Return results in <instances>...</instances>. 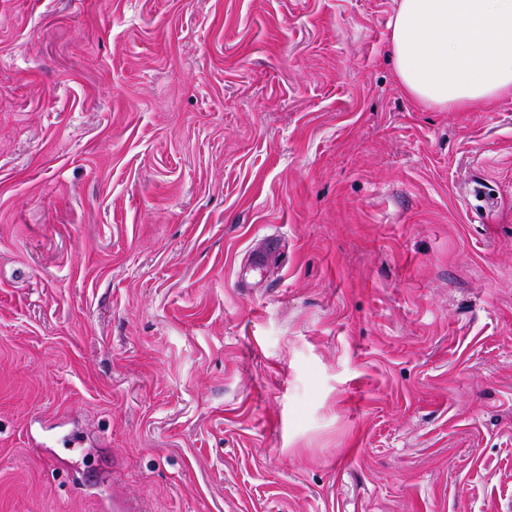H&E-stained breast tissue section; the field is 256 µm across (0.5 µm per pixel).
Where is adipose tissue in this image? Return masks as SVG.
<instances>
[{
    "label": "adipose tissue",
    "mask_w": 512,
    "mask_h": 512,
    "mask_svg": "<svg viewBox=\"0 0 512 512\" xmlns=\"http://www.w3.org/2000/svg\"><path fill=\"white\" fill-rule=\"evenodd\" d=\"M389 28L400 84L421 106L512 97V0H398Z\"/></svg>",
    "instance_id": "1"
}]
</instances>
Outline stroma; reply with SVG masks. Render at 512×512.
<instances>
[{
  "mask_svg": "<svg viewBox=\"0 0 512 512\" xmlns=\"http://www.w3.org/2000/svg\"><path fill=\"white\" fill-rule=\"evenodd\" d=\"M396 5L0 0V512H512V98ZM389 28L400 84L421 106L512 97V0H398Z\"/></svg>",
  "mask_w": 512,
  "mask_h": 512,
  "instance_id": "35a3bbf8",
  "label": "stroma"
}]
</instances>
